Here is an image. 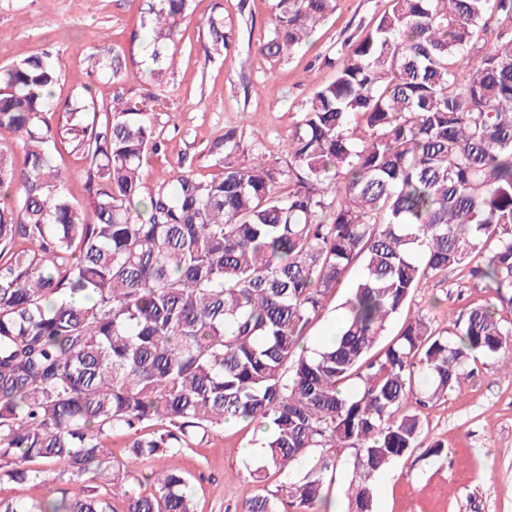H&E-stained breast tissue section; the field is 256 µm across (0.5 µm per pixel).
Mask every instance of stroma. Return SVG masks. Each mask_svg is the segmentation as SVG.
Segmentation results:
<instances>
[{
	"label": "stroma",
	"instance_id": "1",
	"mask_svg": "<svg viewBox=\"0 0 512 512\" xmlns=\"http://www.w3.org/2000/svg\"><path fill=\"white\" fill-rule=\"evenodd\" d=\"M145 0H0V67L20 53L50 49L57 54L62 78L54 89L65 103L91 85L99 110L115 92L143 99L152 86L142 52L145 32L140 8ZM388 0H339L335 15L322 25L312 45L290 56L273 57L261 46L271 34L272 0H193L191 14L178 27L175 69L168 88L155 101V118L165 148L148 154L143 175L152 180L184 163L202 178L218 174L210 148L226 131H241L245 150L268 148L270 162L287 167L286 143L316 84L330 81L333 70L322 57L338 58L387 8ZM224 15L228 48L205 56L207 20ZM109 45L127 55L120 84L108 74H91L88 56ZM495 308L512 321V300L483 283L461 281L458 272L424 279L407 315L425 313L447 319L464 305ZM474 375L461 381L432 406L405 399L400 409L419 414L429 439L444 452L425 456L423 449L391 464L375 478L374 512H512V373L489 358L476 362ZM253 427L235 423L207 445L176 456L146 460L126 457L129 436L118 430L107 442L113 457L136 474L177 468L191 475L196 512H238L258 486L248 476L253 461Z\"/></svg>",
	"mask_w": 512,
	"mask_h": 512
}]
</instances>
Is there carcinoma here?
I'll return each mask as SVG.
<instances>
[{"mask_svg":"<svg viewBox=\"0 0 512 512\" xmlns=\"http://www.w3.org/2000/svg\"><path fill=\"white\" fill-rule=\"evenodd\" d=\"M190 2L148 0L141 16L159 95ZM337 2L273 0L262 50L294 53ZM208 36L206 58L223 54V15ZM89 58L114 81L127 64L106 46ZM325 64L335 79L305 101L288 169L241 158L228 130L218 175L153 181L142 167L163 138L146 101L117 94L100 113L85 86L61 107L51 55L0 68V130L17 134L0 141V191L20 189L0 209V485L70 483L0 498V512H114L115 480L123 512H194L187 475L158 472L146 495L107 440L127 430L130 458L175 456L228 421L262 433L254 482L285 476L239 512H322L342 448L355 451L349 512H372L376 475L424 439L402 400L447 395L479 355L512 369V323L487 306L448 328L409 317L374 351L430 274L512 290V0H389ZM59 141L85 162L93 223L55 164ZM346 284L333 340L301 347Z\"/></svg>","mask_w":512,"mask_h":512,"instance_id":"cac0c4a2","label":"carcinoma"}]
</instances>
